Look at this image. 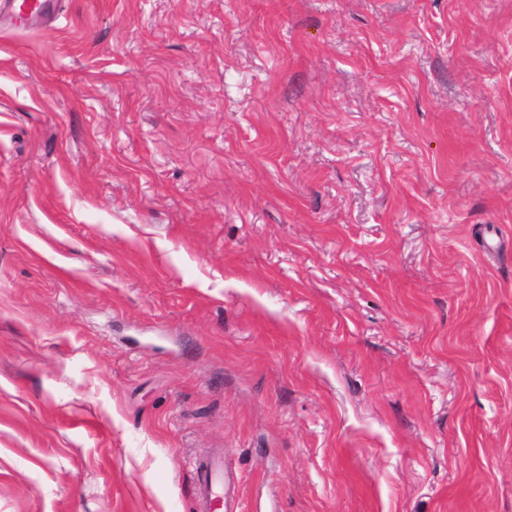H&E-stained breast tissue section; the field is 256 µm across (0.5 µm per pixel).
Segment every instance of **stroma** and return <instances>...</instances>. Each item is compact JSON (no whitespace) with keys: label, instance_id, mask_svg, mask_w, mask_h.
Returning a JSON list of instances; mask_svg holds the SVG:
<instances>
[{"label":"stroma","instance_id":"35a3bbf8","mask_svg":"<svg viewBox=\"0 0 512 512\" xmlns=\"http://www.w3.org/2000/svg\"><path fill=\"white\" fill-rule=\"evenodd\" d=\"M512 512V0H64L0 30V512ZM196 487L203 498L205 512H233L224 505L222 490L224 486V459L213 457L202 460L194 471Z\"/></svg>","mask_w":512,"mask_h":512}]
</instances>
